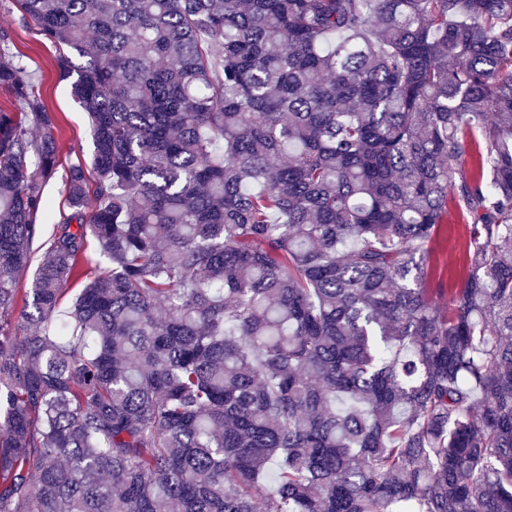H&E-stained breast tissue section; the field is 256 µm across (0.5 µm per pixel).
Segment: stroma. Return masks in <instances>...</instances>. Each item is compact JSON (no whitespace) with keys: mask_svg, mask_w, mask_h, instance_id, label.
<instances>
[{"mask_svg":"<svg viewBox=\"0 0 512 512\" xmlns=\"http://www.w3.org/2000/svg\"><path fill=\"white\" fill-rule=\"evenodd\" d=\"M0 28L8 31L13 52L32 71L56 126L59 163L46 183L47 207L39 219L42 235L47 238L68 211L63 188L69 166L77 159L90 158L93 151L88 114L73 99L68 82L58 75L55 47L32 24L22 20L9 0H0ZM465 245V223L456 211H449L447 223L442 224L431 245L427 261L430 287L448 291L462 283L466 275Z\"/></svg>","mask_w":512,"mask_h":512,"instance_id":"stroma-1","label":"stroma"}]
</instances>
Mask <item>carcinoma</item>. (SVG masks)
I'll use <instances>...</instances> for the list:
<instances>
[{
	"mask_svg": "<svg viewBox=\"0 0 512 512\" xmlns=\"http://www.w3.org/2000/svg\"><path fill=\"white\" fill-rule=\"evenodd\" d=\"M14 5L97 178L14 320L58 149L1 34L0 512H512V0ZM466 228L460 215L451 209L448 221L441 226L439 237L431 244L427 265L430 270L429 288H444L443 302L448 292L465 278Z\"/></svg>",
	"mask_w": 512,
	"mask_h": 512,
	"instance_id": "carcinoma-1",
	"label": "carcinoma"
}]
</instances>
